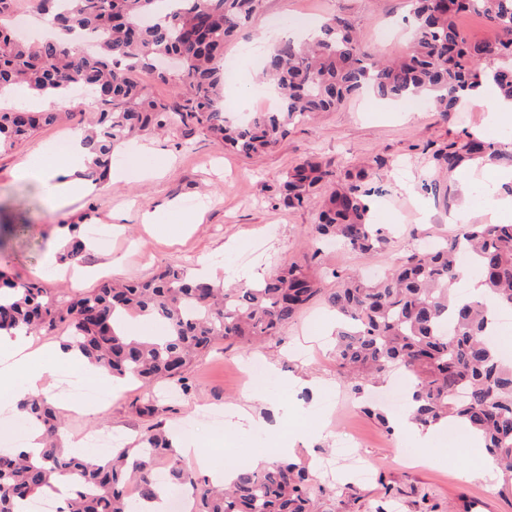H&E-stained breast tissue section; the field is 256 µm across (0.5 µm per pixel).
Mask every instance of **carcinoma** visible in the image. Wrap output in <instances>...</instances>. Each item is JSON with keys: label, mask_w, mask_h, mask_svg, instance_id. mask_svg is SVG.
I'll return each mask as SVG.
<instances>
[{"label": "carcinoma", "mask_w": 512, "mask_h": 512, "mask_svg": "<svg viewBox=\"0 0 512 512\" xmlns=\"http://www.w3.org/2000/svg\"><path fill=\"white\" fill-rule=\"evenodd\" d=\"M14 0H0V95L20 84L65 96L75 84L92 93L99 113L85 131L90 154L85 177L93 184L112 169L115 147L151 127L200 130L227 149L245 154L275 147L288 127L313 112H330L346 97L369 90L382 99L428 98L442 118L461 98L485 83L512 99V0H408L415 28L408 51L396 61L370 60L354 22L328 17L311 42L276 41L264 55L262 75L278 95L274 112H257L244 123L224 112V42L240 32L259 0H167L166 14L148 20L155 0H40V11L55 12L61 28L93 39L97 53L71 51L45 39L26 44L13 35L7 18ZM464 13L485 19L498 33L493 41L468 37L457 23ZM158 56L179 58L170 103L151 98L137 68H153ZM58 112L0 111V145L23 140L58 120ZM512 161V139L491 143L479 136L451 141L432 153V165L454 172L474 161ZM375 166L348 173V183L324 202L315 232L365 256L388 242L372 222ZM330 172L306 160L284 175L280 198L301 207ZM67 260L77 264L88 250L78 232ZM469 254L470 271L484 297L458 296V255ZM325 294L341 327L336 359L351 374L355 389L397 365L412 378L413 420L428 427L457 418L480 436L483 446L512 471V365L498 356L492 336L494 315L512 310V224H464L428 252L399 260L374 283L351 275L325 290L305 266L290 264L256 286L215 287L194 278L181 264H168L150 280L105 283L65 303L36 282H21L0 271V335L68 331L86 360L102 373L129 383L175 382L215 341L250 345L276 335L312 299ZM148 316L162 326L156 337L128 335L121 323ZM464 391V398L457 397ZM41 433L35 454L0 450V512H24L59 475L78 477L74 495L60 512H139L154 497L153 461L166 458L170 476L189 489L191 512H315L312 476L289 461L240 467L223 488L183 467L172 442L150 425L130 463L123 448L100 464L65 451L57 440L56 411L48 399L32 396L20 405Z\"/></svg>", "instance_id": "carcinoma-1"}]
</instances>
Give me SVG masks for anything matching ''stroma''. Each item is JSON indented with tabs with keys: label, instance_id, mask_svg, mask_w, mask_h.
Wrapping results in <instances>:
<instances>
[{
	"label": "stroma",
	"instance_id": "1",
	"mask_svg": "<svg viewBox=\"0 0 512 512\" xmlns=\"http://www.w3.org/2000/svg\"><path fill=\"white\" fill-rule=\"evenodd\" d=\"M405 0H260L248 26L224 45L227 80L249 86L253 109L269 112L275 105L255 81L260 68L257 51L277 38L279 29L317 23L332 14L353 20L365 44L377 56L392 59L407 51ZM480 109L461 106L448 120L434 116L425 98L405 102L391 112L372 93L347 98L335 111L312 114L290 128L275 149L255 155L224 151L201 131L177 129L147 132L126 143L117 161L129 169L128 179L112 187L65 199H53L36 180H16L12 172L23 161L38 159L63 165L55 144L73 134L69 124L41 128L27 140L0 151V224L14 225L0 238V265L20 281H34L49 293L67 298L106 278L147 279L173 262L199 268L207 264L234 282L246 271H271L297 262L309 266L324 287L337 276L372 278L390 270L420 239L448 237L458 232L448 213L462 201L478 212L485 206L478 187L461 194L456 179L448 181V201L435 202L422 188L427 178L431 145L464 132L493 138L511 129L512 117L498 126L485 125ZM313 158L332 173L331 183L343 181L347 170L384 159L378 170L382 195L372 201L375 223L390 233V241L375 257L364 258L340 245L316 247L312 230L318 205L278 206L282 178L296 163ZM165 212L163 223L142 221L145 209ZM197 210V223L182 226L183 210ZM83 227L108 224L109 239L94 242L89 260L81 264L85 278L74 284L45 258L58 244L59 224ZM333 317L324 298H316L279 334L245 348L227 341L200 356L186 373L188 391L176 402L162 399L160 387L116 384L112 399L90 416L48 390V399L63 423L61 442L73 448L83 431L109 429L136 446L150 422L166 429L198 420L206 410L230 416L246 406L250 393L243 369L261 362L271 376L255 406L263 426L225 424L214 433L200 423L195 443L208 448L216 462L253 460L256 455L287 446L298 428L313 431L310 445H296L290 458L311 468L318 489L317 512H512V475L482 468L481 450L460 437L456 422L436 429L429 450L408 434L386 431L365 411L380 404L396 375L353 390L331 347ZM300 383L284 388L283 380ZM154 404V417L141 415ZM360 442L355 461L336 460V448L347 433Z\"/></svg>",
	"mask_w": 512,
	"mask_h": 512
}]
</instances>
